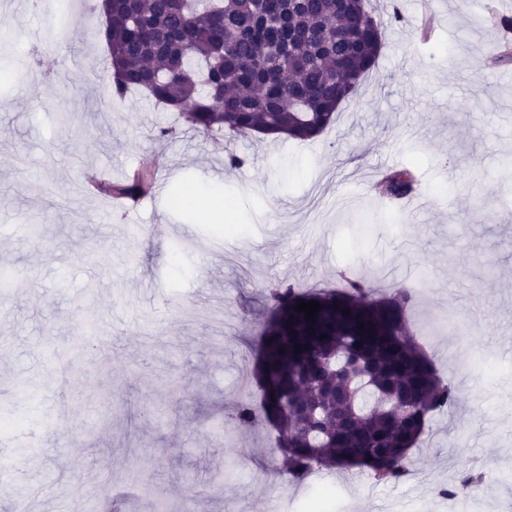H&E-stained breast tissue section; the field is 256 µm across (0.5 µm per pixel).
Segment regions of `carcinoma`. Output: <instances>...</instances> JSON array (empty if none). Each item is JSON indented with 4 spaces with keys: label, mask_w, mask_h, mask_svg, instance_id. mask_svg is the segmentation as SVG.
<instances>
[{
    "label": "carcinoma",
    "mask_w": 512,
    "mask_h": 512,
    "mask_svg": "<svg viewBox=\"0 0 512 512\" xmlns=\"http://www.w3.org/2000/svg\"><path fill=\"white\" fill-rule=\"evenodd\" d=\"M105 8L112 96L143 91L195 130L312 140L372 72L381 46L364 0H108ZM149 185L150 173L137 171L102 191L134 199ZM415 187L402 169L375 189L392 200ZM374 288V277L357 274L334 292L286 281L270 291L253 368L259 404L237 401L225 423L277 427L278 454L297 480L357 467L378 483L400 482L432 416L456 403V387L409 332L414 288L381 300ZM302 301L322 306L316 323L295 310ZM481 481L464 473L447 494Z\"/></svg>",
    "instance_id": "obj_1"
}]
</instances>
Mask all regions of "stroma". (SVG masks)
<instances>
[{"mask_svg":"<svg viewBox=\"0 0 512 512\" xmlns=\"http://www.w3.org/2000/svg\"><path fill=\"white\" fill-rule=\"evenodd\" d=\"M486 2L368 0L376 70L319 137L273 143L191 129L141 93L113 99L97 12L0 0V421L25 426L0 431L14 462L0 512L19 490L27 512H96L144 474L171 512H302L325 484L332 512H512V63L496 61L507 39ZM404 168L414 212L372 188ZM139 169L152 184L123 210L86 184ZM185 184L230 200L234 227L174 208ZM348 270L384 293L415 286L419 343L442 378L469 379L396 485L355 468L290 481L276 430L216 419L241 396L263 286L336 288ZM477 468L472 491L437 495ZM198 483L208 494L187 500Z\"/></svg>","mask_w":512,"mask_h":512,"instance_id":"stroma-1","label":"stroma"}]
</instances>
